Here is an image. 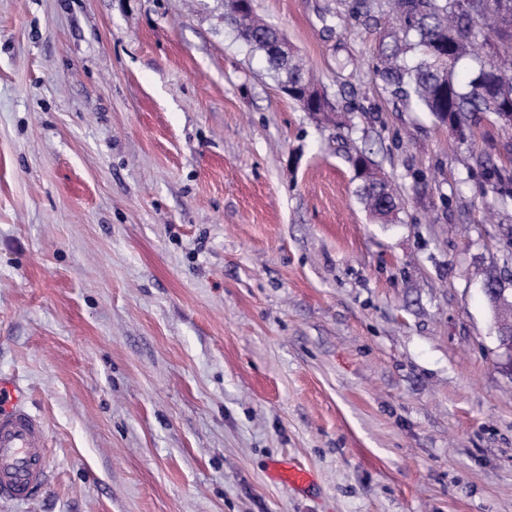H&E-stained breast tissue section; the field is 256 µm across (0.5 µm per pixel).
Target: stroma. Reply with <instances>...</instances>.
Segmentation results:
<instances>
[{"mask_svg":"<svg viewBox=\"0 0 512 512\" xmlns=\"http://www.w3.org/2000/svg\"><path fill=\"white\" fill-rule=\"evenodd\" d=\"M339 108L280 89L224 0H0V381L44 425L0 512H512V127L386 90L387 20L253 0ZM393 180L372 219L351 155ZM310 469L299 489L278 461ZM485 179L502 196L512 197V171L489 163L485 167ZM270 472L274 479L295 487H304L312 481V475L308 470L290 467L282 462L273 463Z\"/></svg>","mask_w":512,"mask_h":512,"instance_id":"1","label":"stroma"}]
</instances>
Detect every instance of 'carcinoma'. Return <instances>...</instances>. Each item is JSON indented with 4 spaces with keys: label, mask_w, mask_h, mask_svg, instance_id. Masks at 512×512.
Segmentation results:
<instances>
[{
    "label": "carcinoma",
    "mask_w": 512,
    "mask_h": 512,
    "mask_svg": "<svg viewBox=\"0 0 512 512\" xmlns=\"http://www.w3.org/2000/svg\"><path fill=\"white\" fill-rule=\"evenodd\" d=\"M349 14L365 22L387 15L395 24L382 42L376 72L395 97L413 102L450 131L469 126L480 114L512 113V7L507 14L485 12L481 0H349ZM493 20L490 29H479L475 18ZM231 24L243 25L246 42L262 53L274 76L288 71V82L298 89L318 84L294 53L278 62L270 57L269 46L277 29L261 22L254 11L242 18L226 15ZM490 46L482 56L475 47ZM470 58L476 66L470 80L459 83L454 68ZM485 179L497 192L512 197V171L493 163L485 167ZM361 203L376 219L390 221L398 209L392 182L377 186L361 180Z\"/></svg>",
    "instance_id": "1"
}]
</instances>
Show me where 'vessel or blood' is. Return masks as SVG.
<instances>
[{
  "instance_id": "b4317fda",
  "label": "vessel or blood",
  "mask_w": 512,
  "mask_h": 512,
  "mask_svg": "<svg viewBox=\"0 0 512 512\" xmlns=\"http://www.w3.org/2000/svg\"><path fill=\"white\" fill-rule=\"evenodd\" d=\"M274 479L295 487L308 485V470L282 462L270 469ZM46 432L41 422L17 403L11 389L0 385V498L22 502L45 486Z\"/></svg>"
}]
</instances>
